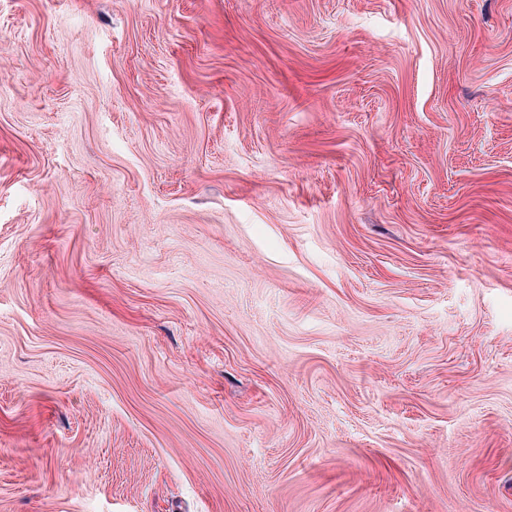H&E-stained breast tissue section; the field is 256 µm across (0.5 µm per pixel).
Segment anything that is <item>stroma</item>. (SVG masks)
<instances>
[{"instance_id":"obj_1","label":"stroma","mask_w":512,"mask_h":512,"mask_svg":"<svg viewBox=\"0 0 512 512\" xmlns=\"http://www.w3.org/2000/svg\"><path fill=\"white\" fill-rule=\"evenodd\" d=\"M0 512H512V0H0Z\"/></svg>"}]
</instances>
